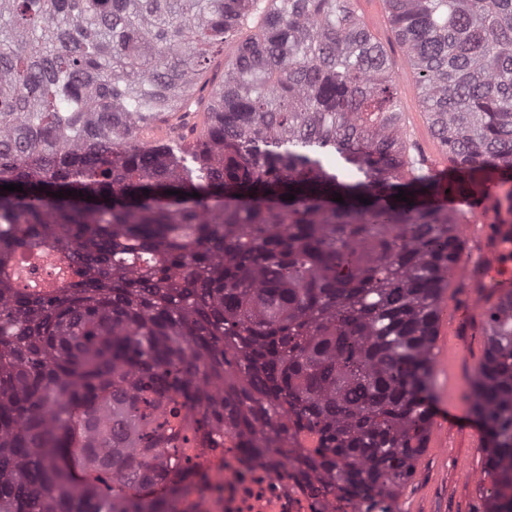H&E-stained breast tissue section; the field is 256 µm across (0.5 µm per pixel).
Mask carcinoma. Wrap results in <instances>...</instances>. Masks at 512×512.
I'll list each match as a JSON object with an SVG mask.
<instances>
[{"label":"carcinoma","mask_w":512,"mask_h":512,"mask_svg":"<svg viewBox=\"0 0 512 512\" xmlns=\"http://www.w3.org/2000/svg\"><path fill=\"white\" fill-rule=\"evenodd\" d=\"M381 2L449 188L498 173L512 212V0ZM401 99L354 0H0V186L23 187L0 190V269L42 248L71 270L0 279V512H166L115 484L226 428L400 512L464 249ZM186 112L191 141L140 138ZM484 301L465 400L484 512H512V305Z\"/></svg>","instance_id":"1"}]
</instances>
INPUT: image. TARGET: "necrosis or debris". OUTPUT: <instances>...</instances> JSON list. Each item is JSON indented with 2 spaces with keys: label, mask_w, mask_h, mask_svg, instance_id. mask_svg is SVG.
I'll return each mask as SVG.
<instances>
[{
  "label": "necrosis or debris",
  "mask_w": 512,
  "mask_h": 512,
  "mask_svg": "<svg viewBox=\"0 0 512 512\" xmlns=\"http://www.w3.org/2000/svg\"><path fill=\"white\" fill-rule=\"evenodd\" d=\"M220 448L171 451V481L129 479L122 494L166 499L170 512H351L347 500L318 492L281 454L259 457L232 433Z\"/></svg>",
  "instance_id": "4bbe7bcc"
}]
</instances>
